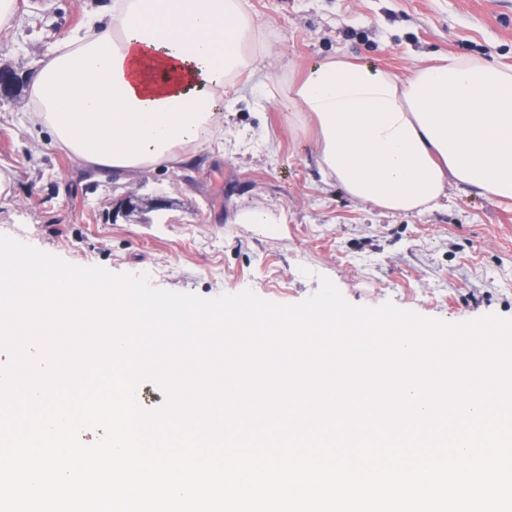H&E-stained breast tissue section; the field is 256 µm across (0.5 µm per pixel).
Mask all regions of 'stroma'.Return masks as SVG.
I'll return each mask as SVG.
<instances>
[{
    "label": "stroma",
    "instance_id": "35a3bbf8",
    "mask_svg": "<svg viewBox=\"0 0 512 512\" xmlns=\"http://www.w3.org/2000/svg\"><path fill=\"white\" fill-rule=\"evenodd\" d=\"M279 54L278 79L337 54L398 75L439 53L512 66V0H248ZM99 0H17L0 32V65L33 77L44 54ZM29 86L0 105V234L82 267L145 274L153 287L203 298L252 290L278 304L315 294L330 278L345 299L390 302L459 324L512 320V201L449 185L437 207L390 214L353 202L322 178L288 99L269 103L256 80L224 91V144L203 146L180 171L130 182L80 168L25 116ZM145 204L125 218L112 206L128 188ZM162 198L166 209H152ZM261 206L271 224H238Z\"/></svg>",
    "mask_w": 512,
    "mask_h": 512
}]
</instances>
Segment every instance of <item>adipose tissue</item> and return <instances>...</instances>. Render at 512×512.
Masks as SVG:
<instances>
[{"label": "adipose tissue", "mask_w": 512, "mask_h": 512, "mask_svg": "<svg viewBox=\"0 0 512 512\" xmlns=\"http://www.w3.org/2000/svg\"><path fill=\"white\" fill-rule=\"evenodd\" d=\"M276 69L247 0H108L41 59L27 120L125 180L222 140L225 89L250 72L273 90ZM286 95L320 173L354 202L421 213L452 183L512 200V68L440 55L401 77L339 54Z\"/></svg>", "instance_id": "ef3b65f1"}]
</instances>
